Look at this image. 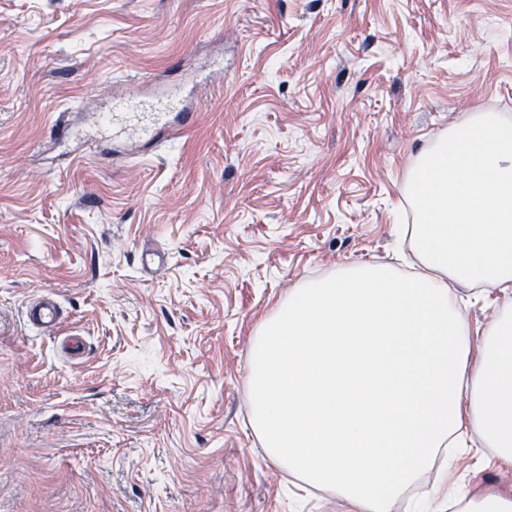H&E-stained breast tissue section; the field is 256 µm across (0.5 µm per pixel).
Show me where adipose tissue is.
I'll list each match as a JSON object with an SVG mask.
<instances>
[{"label": "adipose tissue", "mask_w": 512, "mask_h": 512, "mask_svg": "<svg viewBox=\"0 0 512 512\" xmlns=\"http://www.w3.org/2000/svg\"><path fill=\"white\" fill-rule=\"evenodd\" d=\"M405 196L422 273L359 265L307 282L252 350L251 425L267 454L363 512H392L466 425L512 463V311L472 365L448 304L453 281L512 290V121L469 113L417 155Z\"/></svg>", "instance_id": "obj_1"}]
</instances>
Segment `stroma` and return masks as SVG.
Segmentation results:
<instances>
[{"label":"stroma","mask_w":512,"mask_h":512,"mask_svg":"<svg viewBox=\"0 0 512 512\" xmlns=\"http://www.w3.org/2000/svg\"><path fill=\"white\" fill-rule=\"evenodd\" d=\"M172 89L173 141L82 143L110 97ZM478 111H512V0H0V512H361L267 457L254 334L305 281L416 270L408 171ZM46 290L80 363L25 324ZM450 301L474 357L512 308ZM467 445L416 487L512 499V466Z\"/></svg>","instance_id":"obj_1"}]
</instances>
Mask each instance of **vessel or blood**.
Instances as JSON below:
<instances>
[{
  "label": "vessel or blood",
  "instance_id": "vessel-or-blood-1",
  "mask_svg": "<svg viewBox=\"0 0 512 512\" xmlns=\"http://www.w3.org/2000/svg\"><path fill=\"white\" fill-rule=\"evenodd\" d=\"M179 96L169 94L152 100L113 98L100 125L105 136L115 141L154 143L174 129L172 119L181 107ZM30 327L56 336L59 349L71 361H79L86 352V338L77 333L59 335L61 307L56 294L47 292L26 303Z\"/></svg>",
  "mask_w": 512,
  "mask_h": 512
}]
</instances>
